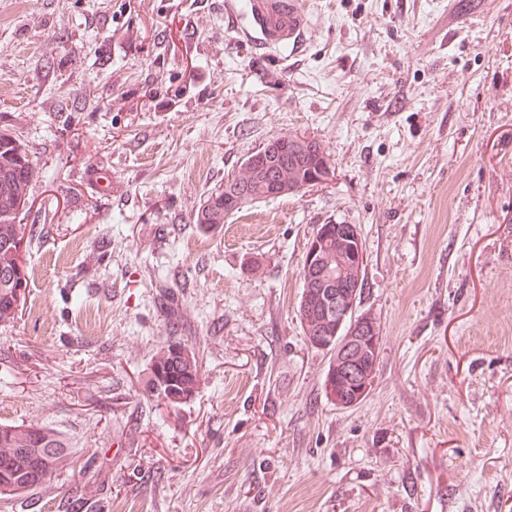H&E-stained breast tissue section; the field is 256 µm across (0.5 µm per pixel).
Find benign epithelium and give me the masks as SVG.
<instances>
[{"instance_id":"benign-epithelium-1","label":"benign epithelium","mask_w":512,"mask_h":512,"mask_svg":"<svg viewBox=\"0 0 512 512\" xmlns=\"http://www.w3.org/2000/svg\"><path fill=\"white\" fill-rule=\"evenodd\" d=\"M328 228L317 233L309 244L304 259V276L308 277L307 287H313L309 276L321 279H336L340 283L346 277L347 268L362 269L364 250L357 227L353 224L336 225V253L343 254V262L336 264V270L322 264L321 252L326 249ZM320 302L327 317L333 319L332 338L336 339L333 348V369L345 377L354 387L357 399H362L371 390L376 358L378 336L372 326L363 321H355L356 302L350 300L349 292L340 289L326 291Z\"/></svg>"}]
</instances>
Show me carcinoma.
Returning a JSON list of instances; mask_svg holds the SVG:
<instances>
[{
    "instance_id": "carcinoma-1",
    "label": "carcinoma",
    "mask_w": 512,
    "mask_h": 512,
    "mask_svg": "<svg viewBox=\"0 0 512 512\" xmlns=\"http://www.w3.org/2000/svg\"><path fill=\"white\" fill-rule=\"evenodd\" d=\"M329 157L325 148L310 140L286 153H274L264 168L245 164L224 186L211 193L199 207L194 223L210 228L230 217L224 207V198L244 196L250 202L275 197L272 182L284 183L282 196L291 195L309 176L319 174V166ZM35 176V169L27 149L12 136L0 133V322L15 319L19 304L15 300V284L11 283L16 267H25V260L13 252L15 240L23 239L27 225L19 223L18 216L26 208L27 190ZM299 322L309 343L314 340L331 341L327 334L330 321L324 317L321 303L298 307ZM201 365L195 351L180 341H173L153 357L150 368V390L166 403L177 406L191 400L200 388ZM326 396L336 401L340 394L351 398L340 379L326 373ZM68 439L47 425L0 424V491L11 495L30 492L43 484L67 461Z\"/></svg>"
}]
</instances>
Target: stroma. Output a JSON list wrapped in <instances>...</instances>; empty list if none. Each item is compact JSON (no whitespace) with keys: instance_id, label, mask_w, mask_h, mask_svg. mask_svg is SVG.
<instances>
[{"instance_id":"stroma-1","label":"stroma","mask_w":512,"mask_h":512,"mask_svg":"<svg viewBox=\"0 0 512 512\" xmlns=\"http://www.w3.org/2000/svg\"><path fill=\"white\" fill-rule=\"evenodd\" d=\"M302 3L271 45L247 0H0V132L36 171L0 424L72 445L0 512H512V0ZM288 134L329 181L194 224ZM321 224L357 226L382 345L347 409L297 319ZM172 337L202 366L176 407L146 384ZM286 1L288 5V28L279 31L280 41L295 42L301 35L305 25V13L299 0H269Z\"/></svg>"}]
</instances>
